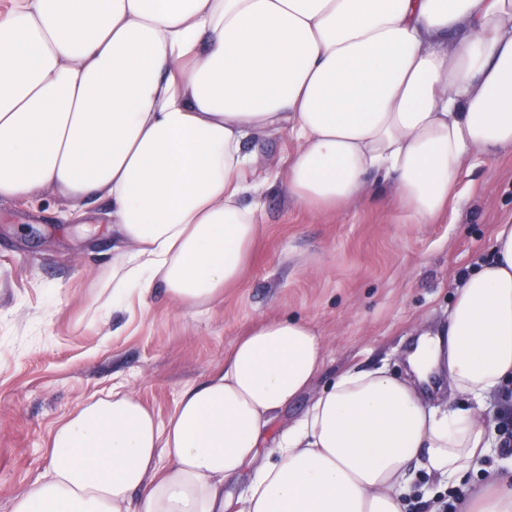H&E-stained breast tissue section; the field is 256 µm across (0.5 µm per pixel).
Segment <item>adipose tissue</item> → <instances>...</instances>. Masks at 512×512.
Returning <instances> with one entry per match:
<instances>
[{
	"mask_svg": "<svg viewBox=\"0 0 512 512\" xmlns=\"http://www.w3.org/2000/svg\"><path fill=\"white\" fill-rule=\"evenodd\" d=\"M300 145L281 181L311 211L390 179L430 224L465 160L512 148V0H9L0 8V204L58 191L65 224L99 203L115 244L107 305L156 287L191 315L242 278L264 222L249 180L257 132ZM465 276L448 323L405 374L350 368L260 461L275 416L312 382L320 339L294 318L240 336L167 423L120 391L56 428L52 464L10 512H405L417 473L460 484L481 468L484 403L512 383V224ZM458 512H512L495 476Z\"/></svg>",
	"mask_w": 512,
	"mask_h": 512,
	"instance_id": "ef3b65f1",
	"label": "adipose tissue"
}]
</instances>
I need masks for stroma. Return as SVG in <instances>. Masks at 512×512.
<instances>
[{
    "instance_id": "obj_1",
    "label": "stroma",
    "mask_w": 512,
    "mask_h": 512,
    "mask_svg": "<svg viewBox=\"0 0 512 512\" xmlns=\"http://www.w3.org/2000/svg\"><path fill=\"white\" fill-rule=\"evenodd\" d=\"M254 176L284 172L299 145L287 133L250 138ZM453 210L433 224L411 223L390 187L327 213L287 204L265 191L266 222L240 283L201 316L155 292L100 319L97 276L112 259L104 215L61 224L59 198L32 207L0 205V512L51 465L58 422L92 396L120 390L166 422L182 392L223 363L235 340L280 317L308 321L323 366L309 389L271 424L260 451L274 458L279 435L295 424L337 374L352 367L404 366L406 346L448 317L462 278L492 257L496 225L512 222V150L470 157ZM492 436L467 496L512 466L501 430L512 402L480 411Z\"/></svg>"
}]
</instances>
